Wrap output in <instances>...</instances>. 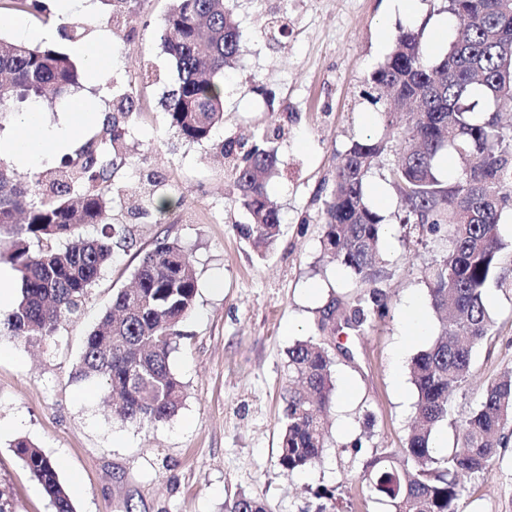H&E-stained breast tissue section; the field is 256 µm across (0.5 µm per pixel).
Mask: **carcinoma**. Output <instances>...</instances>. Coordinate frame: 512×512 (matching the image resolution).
Wrapping results in <instances>:
<instances>
[{"mask_svg":"<svg viewBox=\"0 0 512 512\" xmlns=\"http://www.w3.org/2000/svg\"><path fill=\"white\" fill-rule=\"evenodd\" d=\"M9 2L14 11H43L41 0ZM448 13L464 27L443 55L428 56L413 29L400 28L393 36L390 54L362 92L375 107L381 134L354 140L336 155L334 185L322 209L323 251L363 288L343 315V327L356 336L389 313L381 287L383 217L366 194V181L385 152L393 148L398 154L388 177L400 199L399 223L432 234L450 226L448 249L423 270L432 310L451 322H442L439 336L411 361L414 425L404 448L385 449L364 464L363 480L390 512H462L466 479L490 473L499 450L512 442V370L487 385L480 407L468 417L456 421L448 407L450 392L470 378L474 348L490 336L487 290L503 278L498 224L512 205V125L502 124L499 112L512 103V2L448 0ZM265 35L274 41L288 36L286 12H272ZM161 46L177 73L176 88L163 100L169 128L187 142L210 141L224 124V75L240 55L232 8L225 0H171ZM81 79L68 54L0 38V115L13 103L67 97ZM112 106L115 114L99 134L62 158L65 171L48 192L40 193L43 173L22 182L0 165V243L9 239L0 258L21 274V299L0 327L19 343L54 340L62 321L82 314L92 286L112 263L118 230L107 220L114 159L127 154L120 120L135 111L136 88L117 92ZM279 133H260L249 144L232 137L215 144L232 163L236 201L248 217L235 229L261 256L281 234L280 212L267 190L279 174L277 150L270 146ZM444 154L457 170L446 181L438 171ZM84 224L102 225L100 236L61 245ZM134 281L133 288L113 294L112 307L87 337L76 374L102 379L119 399L120 421L144 427L169 420L181 406L182 383L169 357L184 335L197 279L183 247L164 238L142 258ZM319 331L336 334L334 297L322 310ZM334 366L324 341L309 337L288 348L278 454L285 473L320 461ZM446 421L455 428L457 446L438 455L431 436ZM16 448L55 512H74L58 464L27 441ZM225 512L267 509L240 493L225 503Z\"/></svg>","mask_w":512,"mask_h":512,"instance_id":"cac0c4a2","label":"carcinoma"}]
</instances>
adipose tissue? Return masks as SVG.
<instances>
[{
	"mask_svg": "<svg viewBox=\"0 0 512 512\" xmlns=\"http://www.w3.org/2000/svg\"><path fill=\"white\" fill-rule=\"evenodd\" d=\"M82 128L79 113H71L68 123L52 127L46 123L39 108H32L22 114L16 135L10 141H0V156L26 166L38 164L78 140Z\"/></svg>",
	"mask_w": 512,
	"mask_h": 512,
	"instance_id": "1",
	"label": "adipose tissue"
}]
</instances>
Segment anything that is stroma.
Here are the masks:
<instances>
[{"label": "stroma", "mask_w": 512, "mask_h": 512, "mask_svg": "<svg viewBox=\"0 0 512 512\" xmlns=\"http://www.w3.org/2000/svg\"><path fill=\"white\" fill-rule=\"evenodd\" d=\"M42 15L0 9V37L17 38L16 22L47 32L48 46L71 52L64 28L84 27L87 40L111 45L113 65L100 84L81 86L98 133L112 111V86L134 82L139 104L123 126L127 160L119 166L110 223L127 246L92 289L83 315L63 322L55 339L25 345L0 335V487L16 512H54L42 485L18 457L25 439L59 465L75 512H224L239 492L270 512H319L334 493L339 512H388L362 481L363 466L383 450L403 448L415 414L409 380L412 357L438 335L422 270L448 244L447 231L410 235L399 223L398 196L387 181L388 154L367 182V196L384 216L383 255L390 270L382 287L389 314L366 335H338L335 391L321 461L291 474L277 464L286 384V353L296 341L319 337L329 297L349 305L359 290L350 273L323 254V199L332 186L336 155L351 140L377 135L364 83L384 61L398 29L423 32L430 56L447 51L458 27L444 0H417L403 13L393 0H235L241 53L226 77L224 125L211 142L191 144L170 130L162 101L176 84L160 35L169 0H136L129 25L113 26L100 0H75L65 11L43 0ZM286 6L293 34L280 43L263 35L269 7ZM271 124L284 128L276 143L281 174L269 194L283 217L282 234L266 257L236 231L246 215L232 200L224 161L212 146L247 138ZM155 176L166 209L137 212L133 187ZM177 241L196 270L198 293L171 353L184 397L169 421L137 428L112 417L102 384L80 379L85 340L129 287L157 239ZM509 284L488 291L492 334L473 351L467 384L449 397L453 418L478 409L486 386L512 369V270ZM416 306L426 333L404 341V316ZM462 512H512V445L490 474L468 483Z\"/></svg>", "instance_id": "stroma-1"}]
</instances>
